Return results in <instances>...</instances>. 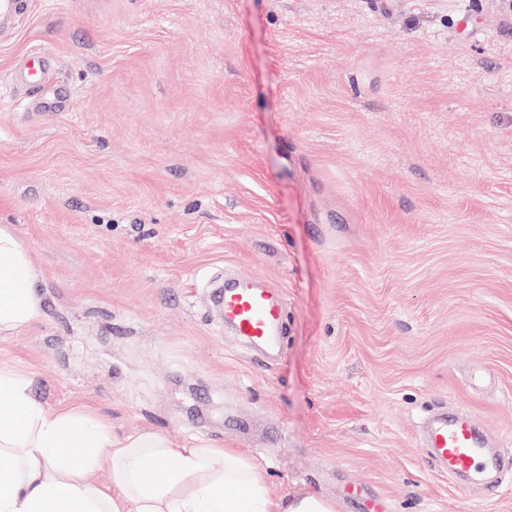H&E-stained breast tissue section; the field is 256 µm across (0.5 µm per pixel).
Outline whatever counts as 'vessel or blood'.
<instances>
[{"instance_id":"obj_1","label":"vessel or blood","mask_w":512,"mask_h":512,"mask_svg":"<svg viewBox=\"0 0 512 512\" xmlns=\"http://www.w3.org/2000/svg\"><path fill=\"white\" fill-rule=\"evenodd\" d=\"M224 321L237 336L258 346H277L283 334L284 307L276 293L249 279L225 285L219 293ZM433 463L449 476L480 475L489 459L486 440L464 412L440 416L426 427Z\"/></svg>"}]
</instances>
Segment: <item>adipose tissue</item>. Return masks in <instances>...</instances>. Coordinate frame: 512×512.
Wrapping results in <instances>:
<instances>
[{"label": "adipose tissue", "mask_w": 512, "mask_h": 512, "mask_svg": "<svg viewBox=\"0 0 512 512\" xmlns=\"http://www.w3.org/2000/svg\"><path fill=\"white\" fill-rule=\"evenodd\" d=\"M37 272L14 228L0 225V332L42 317ZM111 475L109 486L96 480ZM0 512H336L305 493L280 500L236 448H174L158 433L114 437L80 408L50 409L27 376L0 366Z\"/></svg>", "instance_id": "1"}]
</instances>
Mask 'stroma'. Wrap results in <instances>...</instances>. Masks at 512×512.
<instances>
[{"label": "stroma", "mask_w": 512, "mask_h": 512, "mask_svg": "<svg viewBox=\"0 0 512 512\" xmlns=\"http://www.w3.org/2000/svg\"><path fill=\"white\" fill-rule=\"evenodd\" d=\"M1 224L43 316L0 364L44 405L242 449L336 512H512V0H32ZM218 272L280 292L278 360L225 331ZM455 406L495 483L430 466Z\"/></svg>", "instance_id": "35a3bbf8"}]
</instances>
